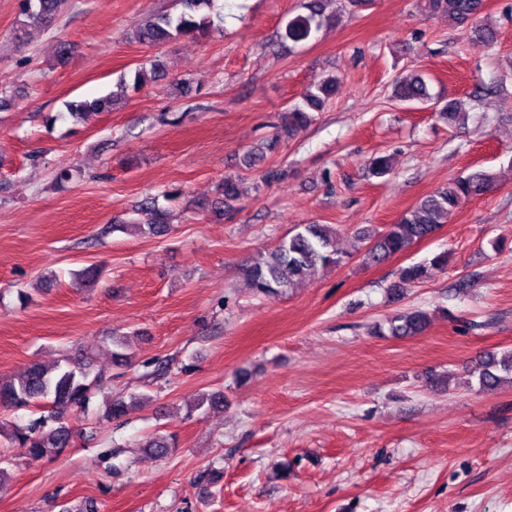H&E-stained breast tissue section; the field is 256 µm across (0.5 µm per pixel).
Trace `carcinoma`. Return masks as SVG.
<instances>
[{"label": "carcinoma", "instance_id": "1", "mask_svg": "<svg viewBox=\"0 0 512 512\" xmlns=\"http://www.w3.org/2000/svg\"><path fill=\"white\" fill-rule=\"evenodd\" d=\"M20 27H51L66 7L67 0H19ZM177 14L155 16L133 33L132 39L147 46L158 47L182 37H205L222 21L216 0H179ZM431 11L448 19L452 26L471 25L474 44L491 48L498 42L496 27L485 22L486 0H429ZM308 14L288 21L283 38L296 46L307 42L324 21L322 0H309ZM339 78L326 77L311 84L302 94V103L289 107L281 118L282 131L288 135L309 125L313 112L336 95ZM391 99L402 105L433 107L438 117L450 125L465 119V101L450 99L442 102L440 93L432 91L422 73L410 69L395 77L391 83ZM112 110V96L93 99H73L64 102V110L49 118L54 123L69 119L76 123L91 113ZM393 171L389 156H376L368 164L371 176L382 178ZM495 174L486 169H475L465 176L452 178L448 184L436 189L406 210L382 233L364 230L370 240L366 260L382 263L404 251L414 243L431 237L440 225L448 222L458 208L469 200L479 198L495 186ZM148 215L146 223L136 225L141 233L160 235L168 231L164 214L151 201L142 208ZM336 234L325 224H300L291 236L281 240L266 256L254 258L243 265L242 271L251 288L267 297L281 296L298 287L320 269L340 264L335 246ZM425 275V267L414 264L400 272L404 285L415 284ZM430 324L425 310H414L388 320V331L393 336H416ZM93 359L85 354L78 359L64 358L50 366L31 363L19 373L0 379V406L36 408L41 415L25 425L13 424L7 439L29 449L32 459L38 460L65 448L75 436H81L69 426L71 416L88 407L96 379L90 378ZM473 373L479 385L494 389L505 383L512 384V351L498 354L489 352L480 357ZM137 400L122 396L107 397L104 415L118 421L128 414ZM156 456L169 454L175 443L156 435L144 444Z\"/></svg>", "mask_w": 512, "mask_h": 512}]
</instances>
